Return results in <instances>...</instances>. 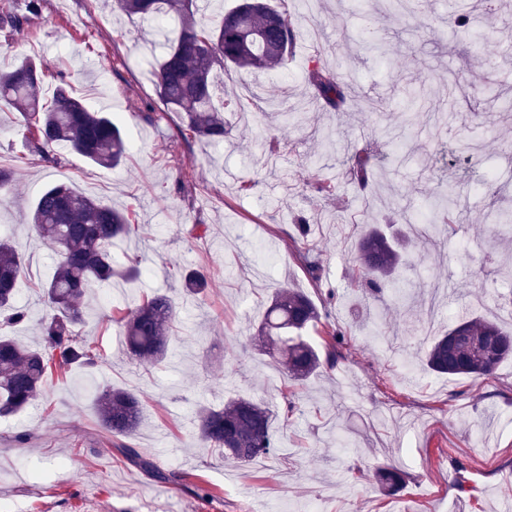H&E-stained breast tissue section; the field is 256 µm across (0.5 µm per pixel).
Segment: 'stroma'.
Instances as JSON below:
<instances>
[{
    "instance_id": "obj_1",
    "label": "stroma",
    "mask_w": 512,
    "mask_h": 512,
    "mask_svg": "<svg viewBox=\"0 0 512 512\" xmlns=\"http://www.w3.org/2000/svg\"><path fill=\"white\" fill-rule=\"evenodd\" d=\"M483 0H425L420 11L381 27L383 51L358 42L362 17L351 0H319L309 15L288 0L297 47L285 68L214 75V103L249 100L259 120L231 116L220 147L191 137L179 113L157 98L151 71L163 52L152 22L123 14L114 0H41L21 32L0 30V71L24 56L96 110L111 113L131 143L115 168L61 152L48 163L26 153L18 113L0 109V163L15 167L16 191L0 195V231L25 256L16 304L28 316L15 334L36 341L47 308L38 292L57 264L26 225L29 203L64 183L128 210L134 234L112 248L116 262L141 256L146 274L92 285L83 336L101 351L97 366L53 374L44 397L0 417V505L10 512H499L512 474V360L486 378L429 372L421 357L426 326L443 331L460 308L512 327V230L493 215L512 211V0H498L495 31L480 41ZM322 63L353 86L344 114L326 108L307 84L312 44ZM291 125H284V113ZM280 139L268 154V135ZM373 151L384 175L365 190L328 200L318 179L345 180L350 155ZM497 181L482 183L485 167ZM461 198L456 233L439 235L422 215L439 188ZM407 218H400V211ZM306 219L315 229L322 278L311 281L289 237ZM207 225L196 238L192 227ZM368 224L405 237L398 270L413 299L349 294L354 244ZM183 270L209 276L204 296L182 293ZM300 288L344 330L336 365L295 385L299 409L275 423L277 446L246 466L201 442L199 406L220 408L244 395L274 397L282 376L258 326L268 295ZM176 303L174 351L164 362L122 347L112 321L155 291ZM335 300H328V293ZM383 337L367 336L368 325ZM118 387L145 404L129 438L98 424L95 390ZM131 444L160 473L150 477L118 452ZM405 481L393 494L377 470Z\"/></svg>"
}]
</instances>
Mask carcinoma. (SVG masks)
<instances>
[{"label": "carcinoma", "instance_id": "carcinoma-1", "mask_svg": "<svg viewBox=\"0 0 512 512\" xmlns=\"http://www.w3.org/2000/svg\"><path fill=\"white\" fill-rule=\"evenodd\" d=\"M286 0H239L233 8L214 15L197 0H118L119 9L163 25H177L176 35L155 67L152 82L159 99L183 115L187 130L207 145H219L230 133L224 111L213 102V73L216 69L261 72L287 65L298 31ZM421 0H388L387 13L397 17L416 11ZM278 19L279 28L272 25ZM380 24L370 11L363 15L358 39L363 47L379 52ZM45 66L25 57L0 72V105L22 118L20 132L26 149L51 160L65 147L102 166H118L129 147L122 128L104 112L90 110L74 97L65 81L57 85L51 100L42 96ZM307 81L315 96L330 108L341 110L350 97V84L337 70L314 62ZM348 184L364 188L377 163L374 155L361 149L350 157ZM31 224L40 239L59 258L50 281L42 286L52 308L41 322L40 347H31L8 334L26 321L15 305L23 261L14 240L0 235V416L14 414L43 395L46 379L72 365L95 366L100 359L96 347L79 333L81 299L94 282H110L119 276L139 273L132 265L125 271L112 261V246L135 230L129 216L103 201L82 195L64 184L45 188L31 208ZM303 247L297 259L314 281L320 279L319 258L308 244L310 224L298 225ZM401 261L398 242L369 226L357 242L358 275L353 287L366 297L391 293L401 302L406 290L396 278ZM184 293L200 296L206 276L192 271L182 276ZM321 313L315 302L299 288L276 292L264 313L259 334L279 355L288 381L309 378L336 362V341L343 332H327L325 351L310 345L302 332L317 325ZM175 303L162 291L154 292L129 314L116 310L112 322L123 328L125 344L135 357L161 362L172 339ZM512 358V332L483 317L456 321L432 339L426 366L434 373L454 377H488ZM283 414L246 397L230 400L222 409L201 407L196 411L200 438L224 453V460L250 464L274 449L272 426L288 422L296 409V395L288 388L279 391ZM99 424L109 434L130 437L136 432L143 402L134 393L111 387L96 393ZM123 458L153 473L154 465L129 445L120 448Z\"/></svg>", "mask_w": 512, "mask_h": 512}]
</instances>
